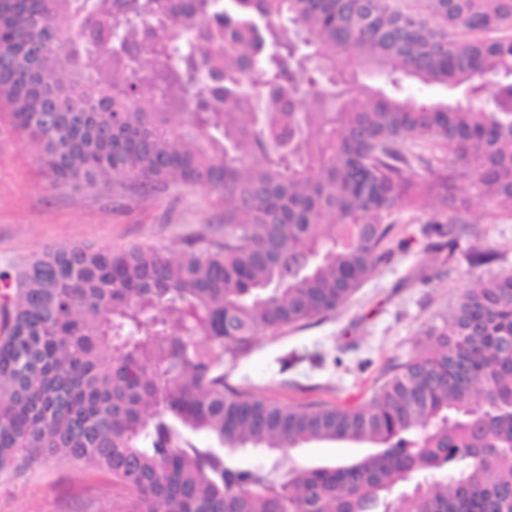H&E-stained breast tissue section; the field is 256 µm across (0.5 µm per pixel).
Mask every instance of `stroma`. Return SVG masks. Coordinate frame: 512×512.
<instances>
[{
  "label": "stroma",
  "mask_w": 512,
  "mask_h": 512,
  "mask_svg": "<svg viewBox=\"0 0 512 512\" xmlns=\"http://www.w3.org/2000/svg\"><path fill=\"white\" fill-rule=\"evenodd\" d=\"M452 258L430 262L428 209L395 216L392 241H405L367 276L335 313L303 327L258 336L250 354L226 367L228 383L290 405L366 404L388 377L427 340L428 328L478 277L512 273V218L487 221L471 208ZM224 206L205 190L143 194L134 188L54 186L30 143L0 104V269L48 245L178 251L186 238L222 234ZM493 255L470 265L471 248ZM298 363L281 370L289 354ZM365 445L316 442L290 451L284 465H320L363 456ZM127 495L112 475L84 461L19 462L0 473V512H112Z\"/></svg>",
  "instance_id": "1"
}]
</instances>
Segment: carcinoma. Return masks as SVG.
<instances>
[{
  "instance_id": "1",
  "label": "carcinoma",
  "mask_w": 512,
  "mask_h": 512,
  "mask_svg": "<svg viewBox=\"0 0 512 512\" xmlns=\"http://www.w3.org/2000/svg\"><path fill=\"white\" fill-rule=\"evenodd\" d=\"M424 2L0 0V100L51 184L224 202V237L175 257L56 246L0 270V471L91 461L128 491L113 512H512V273L466 289L364 406L224 374L343 305L397 211L433 209L436 255L462 210L512 217V0ZM38 37L58 55L30 81ZM427 149L449 172L417 174ZM312 442L370 452L281 469Z\"/></svg>"
}]
</instances>
